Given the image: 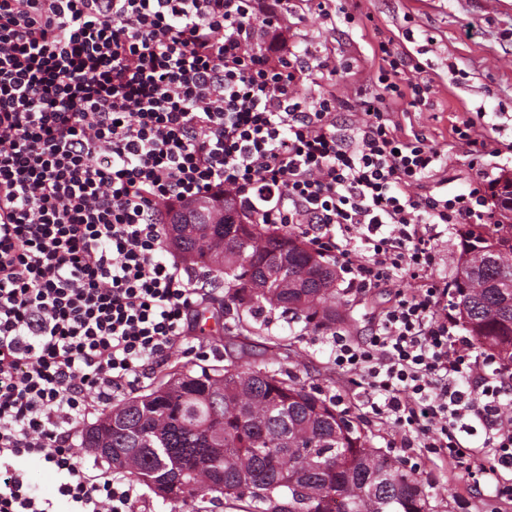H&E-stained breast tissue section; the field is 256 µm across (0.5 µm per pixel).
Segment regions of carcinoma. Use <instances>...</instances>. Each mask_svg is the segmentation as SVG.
<instances>
[{"label":"carcinoma","instance_id":"carcinoma-1","mask_svg":"<svg viewBox=\"0 0 512 512\" xmlns=\"http://www.w3.org/2000/svg\"><path fill=\"white\" fill-rule=\"evenodd\" d=\"M512 173L493 191L496 224H469L453 278L452 303L479 347L512 363ZM166 225V244L206 288H227L234 325L229 346L258 336L250 318L270 310L332 330L346 321L336 305V263L299 235L262 224H215L212 210ZM288 245L282 278L266 285L270 263ZM230 362L196 371L168 367L134 396L81 430L82 443L112 472L146 486L177 512L181 504L224 496L234 512H432L417 478L371 440L360 424L278 367Z\"/></svg>","mask_w":512,"mask_h":512}]
</instances>
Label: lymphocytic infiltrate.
I'll list each match as a JSON object with an SVG mask.
<instances>
[{
  "instance_id": "f902f5d3",
  "label": "lymphocytic infiltrate",
  "mask_w": 512,
  "mask_h": 512,
  "mask_svg": "<svg viewBox=\"0 0 512 512\" xmlns=\"http://www.w3.org/2000/svg\"><path fill=\"white\" fill-rule=\"evenodd\" d=\"M288 4L0 0V512H128L132 489L88 479L74 433L186 336L207 291L167 258L162 224L206 194L253 224L305 225L350 290L410 280L368 339L337 341V367L405 444L476 481L512 471V367L473 356L430 230L495 223L486 187L419 194L443 155L393 120L392 104H430L393 40L369 97L299 95L330 64L289 44ZM341 110L357 114L346 136ZM28 459L55 495L25 480ZM27 477L31 484L37 486L40 491L54 493L57 481L51 469L42 462H32L27 469Z\"/></svg>"
}]
</instances>
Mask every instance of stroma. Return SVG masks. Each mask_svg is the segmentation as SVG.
<instances>
[{
	"instance_id": "obj_1",
	"label": "stroma",
	"mask_w": 512,
	"mask_h": 512,
	"mask_svg": "<svg viewBox=\"0 0 512 512\" xmlns=\"http://www.w3.org/2000/svg\"><path fill=\"white\" fill-rule=\"evenodd\" d=\"M325 6L322 15L308 0H291L288 12L291 44L308 62L325 58L332 69L322 85L303 82V95L311 97L325 89L353 100L370 92L381 64L377 42L392 38L395 47L423 64L422 76L432 86L428 109L401 103L394 111L404 133L426 136L445 155L446 166L427 181V191L436 196L459 193L512 172V0H326ZM356 6L361 16L346 23L345 13ZM467 117L477 118L493 149L477 161L451 133L452 125ZM224 294V289H217L206 304L211 328L188 339L203 351L206 365L226 356ZM394 294L391 286L368 295L341 290L351 326L333 332H314L303 323L273 318L261 335L250 337L242 359L263 365L270 360L272 340L288 338L291 354L284 367L302 383L334 398L339 411L360 422L374 447L395 456L406 472L419 477L435 512H512V502L497 498L493 484L475 487L466 473L445 469L425 449L404 447L399 430L372 414L361 376L337 370V337L357 342L370 336Z\"/></svg>"
}]
</instances>
